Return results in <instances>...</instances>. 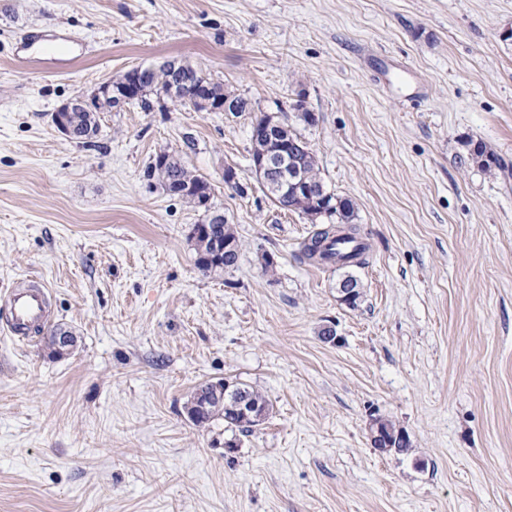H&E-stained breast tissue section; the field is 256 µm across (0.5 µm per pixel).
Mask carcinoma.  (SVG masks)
<instances>
[{"label":"carcinoma","instance_id":"1","mask_svg":"<svg viewBox=\"0 0 512 512\" xmlns=\"http://www.w3.org/2000/svg\"><path fill=\"white\" fill-rule=\"evenodd\" d=\"M140 81L145 92L161 95L184 106L189 105L197 111L200 106L196 97L202 85L209 89L213 98H228L222 83L213 81L189 65H183L177 71L170 70L166 63L158 68L147 67L142 71ZM271 122L273 118L268 115L257 119L262 131L261 135L252 138L251 157L275 150L283 140L296 145L294 158L309 185V193L296 195L270 189L269 197L280 209L308 217L320 210V203L326 204L324 217L327 223L303 244L297 255L298 260L339 268L366 264L367 246L358 237L356 229L349 226L354 216L351 200L338 199L326 191L315 157L301 135L284 123L279 129L265 128ZM69 126L75 139L85 140L97 133V116L79 108L71 113ZM470 156L488 169L499 165L498 156L481 143L473 144ZM157 157L164 158L165 163H151L148 176L157 178L164 189H183L179 197L197 203L198 194L208 189L207 182L193 174L179 157L167 151L157 154ZM210 228V234L194 238L198 268L204 272L234 268L238 263L241 244L231 225L220 214ZM235 388L236 392L226 395L210 387L207 397L194 391L185 406L189 420L196 426H204L221 418L225 427L233 433L237 431L245 436L252 432L254 427L269 417L273 405L265 394L251 386L237 383Z\"/></svg>","mask_w":512,"mask_h":512}]
</instances>
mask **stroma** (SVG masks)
Listing matches in <instances>:
<instances>
[{
    "label": "stroma",
    "mask_w": 512,
    "mask_h": 512,
    "mask_svg": "<svg viewBox=\"0 0 512 512\" xmlns=\"http://www.w3.org/2000/svg\"><path fill=\"white\" fill-rule=\"evenodd\" d=\"M35 29L76 41L69 60L21 52ZM171 60L249 111L155 98L86 144L53 125ZM264 114L354 205L357 307L298 260L314 224L251 175ZM163 150L208 208L149 183ZM213 212L242 248L205 273L188 237ZM34 282L75 343L0 332V512H512V0H0V289ZM218 379L273 404L230 454L223 420L185 412ZM377 416L407 452L372 447Z\"/></svg>",
    "instance_id": "1"
}]
</instances>
